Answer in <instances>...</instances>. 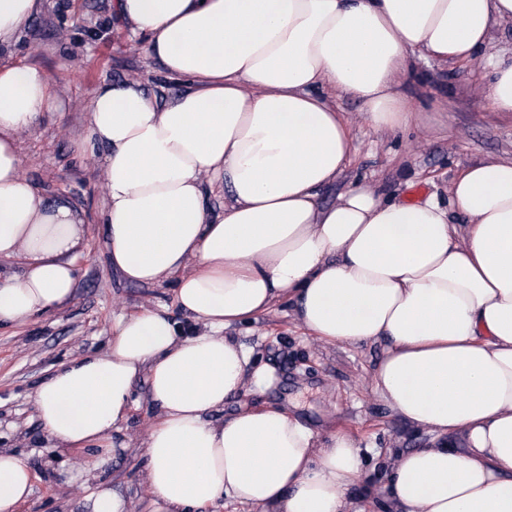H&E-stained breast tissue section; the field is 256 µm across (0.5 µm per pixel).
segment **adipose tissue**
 Instances as JSON below:
<instances>
[{"instance_id": "adipose-tissue-1", "label": "adipose tissue", "mask_w": 512, "mask_h": 512, "mask_svg": "<svg viewBox=\"0 0 512 512\" xmlns=\"http://www.w3.org/2000/svg\"><path fill=\"white\" fill-rule=\"evenodd\" d=\"M42 0H0V46L28 30ZM150 56L186 79L158 106L134 82H102L86 140L103 146L109 259L134 283L176 278V301L206 331L180 336L164 314L118 319L107 350L71 360L35 397L50 441L108 449L132 386L146 374L158 413L146 448L148 512H208L222 501L261 512H348L358 443L320 438L276 406L211 421L231 394L260 385L253 352L228 326L295 299L318 339L383 340L376 392L429 445L393 458L392 512H512V161L465 167L448 194L390 201L364 184L321 206L351 150L328 94L390 129L411 110L400 92L410 54L483 60L473 86L512 112V61L481 58L512 0H116ZM46 74L0 64V324L68 300L84 218L23 175L17 135L58 111ZM230 203L212 213L202 174ZM33 474L0 450V512H18Z\"/></svg>"}]
</instances>
